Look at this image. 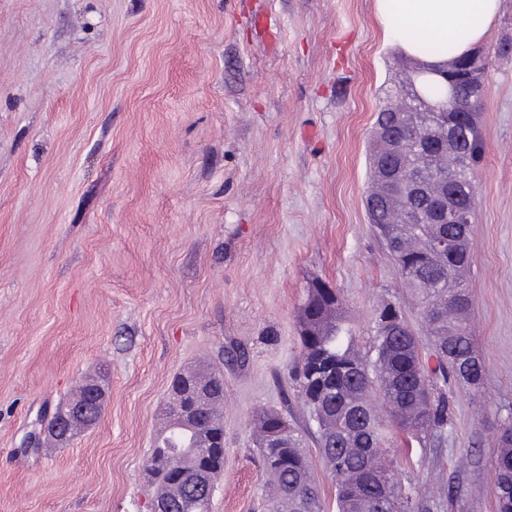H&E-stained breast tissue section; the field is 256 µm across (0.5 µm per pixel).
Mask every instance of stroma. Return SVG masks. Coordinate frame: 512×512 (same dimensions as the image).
I'll return each mask as SVG.
<instances>
[{"mask_svg":"<svg viewBox=\"0 0 512 512\" xmlns=\"http://www.w3.org/2000/svg\"><path fill=\"white\" fill-rule=\"evenodd\" d=\"M512 40L484 44L471 226L485 376L450 388L438 448L390 432L405 480L496 512L512 409ZM401 53L373 0H0V512H142L173 377L224 374L211 512H264L253 412H309L291 370L307 282L336 288L361 341L377 309L423 318L367 220L366 145ZM245 358H238V351ZM105 365L98 423L44 455L40 419ZM500 448L492 460L498 512H512V413L500 423Z\"/></svg>","mask_w":512,"mask_h":512,"instance_id":"obj_1","label":"stroma"}]
</instances>
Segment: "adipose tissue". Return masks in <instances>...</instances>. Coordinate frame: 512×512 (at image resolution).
Listing matches in <instances>:
<instances>
[{
  "label": "adipose tissue",
  "instance_id": "1",
  "mask_svg": "<svg viewBox=\"0 0 512 512\" xmlns=\"http://www.w3.org/2000/svg\"><path fill=\"white\" fill-rule=\"evenodd\" d=\"M502 0H374L384 36L428 71L480 46Z\"/></svg>",
  "mask_w": 512,
  "mask_h": 512
}]
</instances>
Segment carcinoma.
Here are the masks:
<instances>
[{"instance_id": "cac0c4a2", "label": "carcinoma", "mask_w": 512, "mask_h": 512, "mask_svg": "<svg viewBox=\"0 0 512 512\" xmlns=\"http://www.w3.org/2000/svg\"><path fill=\"white\" fill-rule=\"evenodd\" d=\"M416 84L428 101L441 94L443 102L451 98L459 108L466 105L460 82L439 86L422 74ZM448 132L455 134L453 153H425V138ZM484 153L480 123L470 120L466 112H441L435 122H423L417 130L401 125L384 105L377 112L366 150L370 188L365 209L369 224L389 240L388 255L421 311L436 365L431 368L422 361L417 333L401 307L389 304L376 313L368 349L363 352L338 291L323 280L321 287L306 289L298 311L301 360L294 381L316 426L317 448L334 477L336 512H427V501L436 493L423 496L416 487L405 485L397 462L385 448V430L399 429L409 445H441L451 410L438 382L451 379L476 389L483 375L469 324L474 300L456 262L464 247V225L416 223L413 212L423 200L411 192L398 202L385 196L379 177L403 170L446 177L453 207L472 211L476 173L472 160ZM443 235L448 236L452 250L437 253L431 241ZM196 377L209 387L198 406L203 423L164 430L154 440V454L160 461L153 467L150 483L157 489L176 490L167 496L174 505L195 484L211 486L224 471L221 448H203L209 439L224 437V421L213 418L214 407L224 404V376L198 370ZM376 395L387 403L384 418L373 403ZM280 416L276 410L254 415L258 460L269 490L265 508L267 512H326L301 432L288 427L278 461L264 454L266 423ZM500 426V448L492 460L497 512H512L511 412Z\"/></svg>"}]
</instances>
